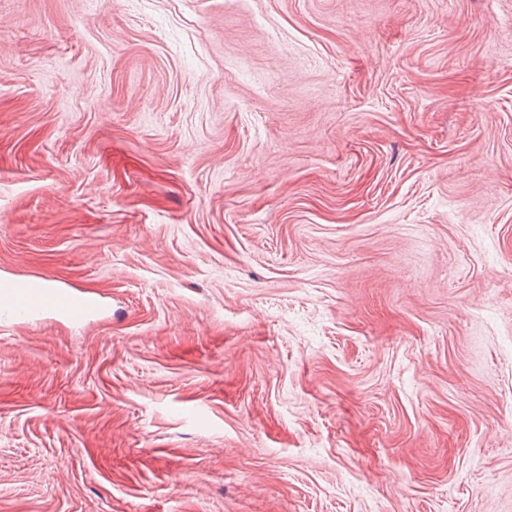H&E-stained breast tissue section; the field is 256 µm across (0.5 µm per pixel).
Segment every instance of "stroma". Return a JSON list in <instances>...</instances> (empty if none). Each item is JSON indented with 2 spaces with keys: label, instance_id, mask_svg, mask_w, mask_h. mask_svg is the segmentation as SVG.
I'll return each mask as SVG.
<instances>
[{
  "label": "stroma",
  "instance_id": "obj_1",
  "mask_svg": "<svg viewBox=\"0 0 512 512\" xmlns=\"http://www.w3.org/2000/svg\"><path fill=\"white\" fill-rule=\"evenodd\" d=\"M0 512H512V0H0ZM98 304V298L87 291L0 277L1 318L14 322L27 321L42 313H52L69 322L79 323Z\"/></svg>",
  "mask_w": 512,
  "mask_h": 512
}]
</instances>
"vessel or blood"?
Wrapping results in <instances>:
<instances>
[{"instance_id": "b4317fda", "label": "vessel or blood", "mask_w": 512, "mask_h": 512, "mask_svg": "<svg viewBox=\"0 0 512 512\" xmlns=\"http://www.w3.org/2000/svg\"><path fill=\"white\" fill-rule=\"evenodd\" d=\"M98 304V298L87 291L0 277V317L14 322H23L42 313H52L69 322L79 323Z\"/></svg>"}]
</instances>
